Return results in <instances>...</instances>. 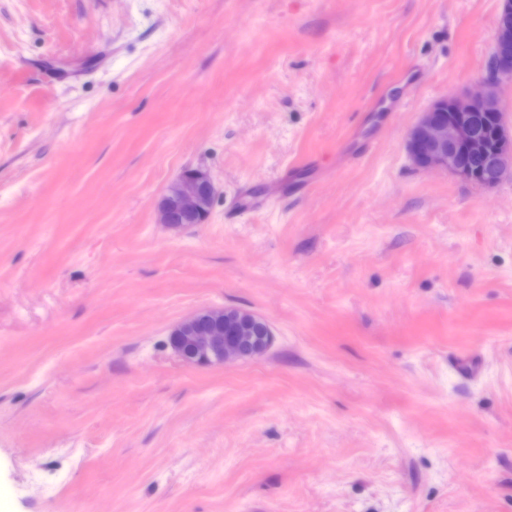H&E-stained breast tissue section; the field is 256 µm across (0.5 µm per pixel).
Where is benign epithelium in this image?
Returning <instances> with one entry per match:
<instances>
[{"instance_id":"benign-epithelium-1","label":"benign epithelium","mask_w":512,"mask_h":512,"mask_svg":"<svg viewBox=\"0 0 512 512\" xmlns=\"http://www.w3.org/2000/svg\"><path fill=\"white\" fill-rule=\"evenodd\" d=\"M512 0H502L495 24L494 46L512 41ZM495 77L481 88L435 101L410 129L406 150L412 163L422 169L444 170L462 181L491 189L512 169V135L505 121L496 130V146H490L473 121L478 109H498L497 81L512 76V57L494 53ZM447 102L448 120L439 118ZM216 188L208 173L187 169L158 206L159 223L182 229L202 223L210 212ZM170 346L190 365L207 366L254 359L267 352L272 342L269 323L237 308H205L179 322L169 333Z\"/></svg>"}]
</instances>
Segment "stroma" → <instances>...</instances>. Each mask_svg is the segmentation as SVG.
Returning <instances> with one entry per match:
<instances>
[{
    "mask_svg": "<svg viewBox=\"0 0 512 512\" xmlns=\"http://www.w3.org/2000/svg\"><path fill=\"white\" fill-rule=\"evenodd\" d=\"M499 9L0 0V512H512V172L405 151ZM209 307L272 347L184 363ZM216 188L208 173L187 169L158 206V220L173 229L202 223L210 212Z\"/></svg>",
    "mask_w": 512,
    "mask_h": 512,
    "instance_id": "35a3bbf8",
    "label": "stroma"
}]
</instances>
